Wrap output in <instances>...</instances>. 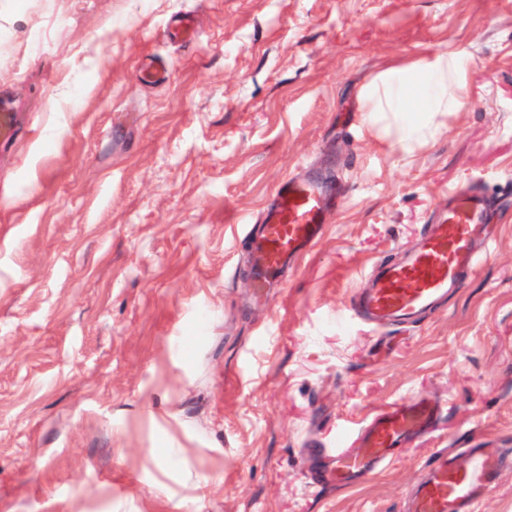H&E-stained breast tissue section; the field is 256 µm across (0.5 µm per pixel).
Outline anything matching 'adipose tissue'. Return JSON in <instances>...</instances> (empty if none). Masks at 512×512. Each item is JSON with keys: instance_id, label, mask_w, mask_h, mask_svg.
I'll return each instance as SVG.
<instances>
[{"instance_id": "adipose-tissue-1", "label": "adipose tissue", "mask_w": 512, "mask_h": 512, "mask_svg": "<svg viewBox=\"0 0 512 512\" xmlns=\"http://www.w3.org/2000/svg\"><path fill=\"white\" fill-rule=\"evenodd\" d=\"M464 65L461 56L440 52L389 68L361 92L360 109L371 119L384 113L393 115L400 145L411 144L434 114L464 108L466 99L460 87Z\"/></svg>"}]
</instances>
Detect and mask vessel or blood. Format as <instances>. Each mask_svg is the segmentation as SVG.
Here are the masks:
<instances>
[{"label":"vessel or blood","instance_id":"vessel-or-blood-1","mask_svg":"<svg viewBox=\"0 0 512 512\" xmlns=\"http://www.w3.org/2000/svg\"><path fill=\"white\" fill-rule=\"evenodd\" d=\"M486 201L477 189L454 194L442 223L425 230L418 247L401 261L384 262L352 302L355 315L374 326L418 322L456 288L462 272L478 262L475 242L484 228ZM323 191L313 179L289 180L277 190L261 232L250 243V279L267 291L284 264L311 248L321 232ZM437 413L427 401H402L375 414L357 435V451L322 448V467L312 485H351L388 464L397 446L418 434ZM465 465L432 459L423 480L409 494V512H478L485 490L501 465L492 449L474 447Z\"/></svg>","mask_w":512,"mask_h":512}]
</instances>
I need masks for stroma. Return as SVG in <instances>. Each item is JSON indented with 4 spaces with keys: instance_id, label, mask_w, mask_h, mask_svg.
<instances>
[{
    "instance_id": "obj_1",
    "label": "stroma",
    "mask_w": 512,
    "mask_h": 512,
    "mask_svg": "<svg viewBox=\"0 0 512 512\" xmlns=\"http://www.w3.org/2000/svg\"><path fill=\"white\" fill-rule=\"evenodd\" d=\"M462 53L463 111L400 149L360 89ZM0 512H406L434 455L489 442L512 512V0H0ZM327 177L319 241L256 300L248 240ZM491 200L490 243L419 323L351 298ZM432 430L358 484H309L403 400Z\"/></svg>"
}]
</instances>
